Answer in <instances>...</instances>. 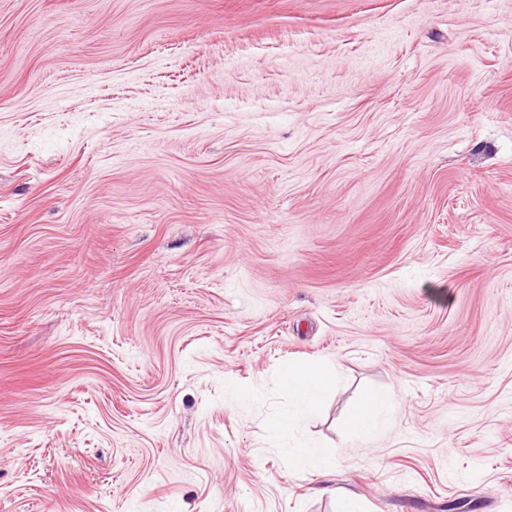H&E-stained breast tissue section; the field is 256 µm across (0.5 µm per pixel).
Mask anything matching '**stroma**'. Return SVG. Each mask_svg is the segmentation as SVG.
Segmentation results:
<instances>
[{"mask_svg":"<svg viewBox=\"0 0 512 512\" xmlns=\"http://www.w3.org/2000/svg\"><path fill=\"white\" fill-rule=\"evenodd\" d=\"M346 506L512 512V0H0V512ZM276 384L288 389L306 410L317 408L336 389V378L318 363L288 365L276 378ZM385 402L382 395L368 393L354 406L348 416L347 424L351 432L364 439H370L378 432L380 421L378 415Z\"/></svg>","mask_w":512,"mask_h":512,"instance_id":"35a3bbf8","label":"stroma"}]
</instances>
